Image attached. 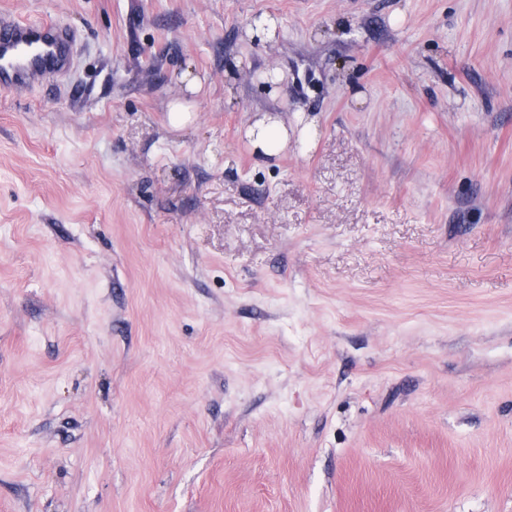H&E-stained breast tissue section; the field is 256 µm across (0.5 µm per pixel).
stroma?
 <instances>
[{
  "mask_svg": "<svg viewBox=\"0 0 512 512\" xmlns=\"http://www.w3.org/2000/svg\"><path fill=\"white\" fill-rule=\"evenodd\" d=\"M1 11L0 512H512V0ZM75 43V32L67 26L20 23L0 16L1 90L28 89L49 74H66L73 64ZM258 156H272L276 149L284 146L288 139V130L275 121L265 120L254 123L247 130Z\"/></svg>",
  "mask_w": 512,
  "mask_h": 512,
  "instance_id": "35a3bbf8",
  "label": "stroma"
}]
</instances>
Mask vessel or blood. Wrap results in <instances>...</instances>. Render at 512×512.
<instances>
[{"label": "vessel or blood", "mask_w": 512, "mask_h": 512, "mask_svg": "<svg viewBox=\"0 0 512 512\" xmlns=\"http://www.w3.org/2000/svg\"><path fill=\"white\" fill-rule=\"evenodd\" d=\"M76 36L66 26L28 24L0 16V88L7 91L40 85L73 64Z\"/></svg>", "instance_id": "1"}]
</instances>
